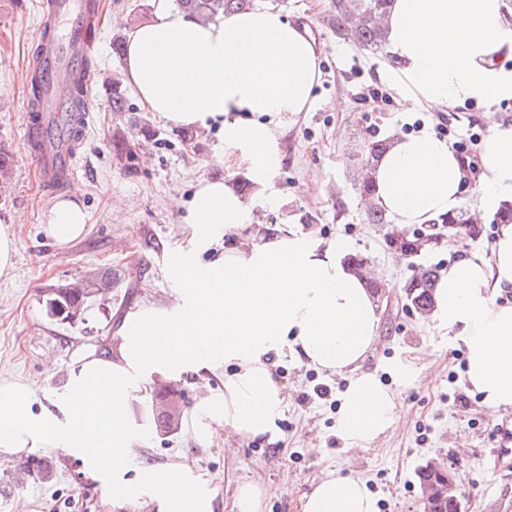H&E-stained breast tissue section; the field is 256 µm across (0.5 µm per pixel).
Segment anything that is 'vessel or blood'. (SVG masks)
<instances>
[{"mask_svg":"<svg viewBox=\"0 0 512 512\" xmlns=\"http://www.w3.org/2000/svg\"><path fill=\"white\" fill-rule=\"evenodd\" d=\"M96 17V0H43L38 51L33 67L45 94L28 117H41L42 140L29 158L39 170L48 192L64 190L74 179L79 157L76 138L83 133L89 114L70 109L75 81L86 80L84 60L91 44L84 34Z\"/></svg>","mask_w":512,"mask_h":512,"instance_id":"obj_1","label":"vessel or blood"}]
</instances>
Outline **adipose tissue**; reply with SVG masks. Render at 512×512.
Listing matches in <instances>:
<instances>
[{"label": "adipose tissue", "mask_w": 512, "mask_h": 512, "mask_svg": "<svg viewBox=\"0 0 512 512\" xmlns=\"http://www.w3.org/2000/svg\"><path fill=\"white\" fill-rule=\"evenodd\" d=\"M506 0H394L387 18L391 76L404 99L439 109L512 99V22ZM320 57L306 27L280 11L255 9L211 22L160 7L129 34L123 79L139 103L171 123L204 131L220 125L227 160L244 168L264 206L279 200L270 180L281 162L277 117L309 111ZM480 173L466 186L447 140L401 133L373 170L375 201L398 228L456 214L472 191L477 215L512 202V124H491ZM184 208V243L169 252L173 290L128 310L115 352L79 356L50 407L32 390L0 385V451L59 448L112 478V495L157 503L159 512H213L211 490L192 465L145 464L147 434L133 419L138 392L155 379L192 371L219 380L204 388L185 433L198 447L227 437L272 441L288 403L275 374L290 357L347 377L336 434L368 449L400 418L396 394L363 370L379 342L377 303L344 261L345 240H325L293 224H264L254 205L224 180L200 179ZM89 215L76 199L55 201L43 230L58 246L82 239ZM238 243L226 249L225 235ZM512 224L499 225L490 253L459 250L441 270L430 317L465 346V381L481 407L512 412ZM300 512H379L358 477L313 479Z\"/></svg>", "instance_id": "adipose-tissue-1"}]
</instances>
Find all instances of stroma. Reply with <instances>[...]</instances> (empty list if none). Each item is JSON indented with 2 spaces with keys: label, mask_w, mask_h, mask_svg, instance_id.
I'll return each mask as SVG.
<instances>
[{
  "label": "stroma",
  "mask_w": 512,
  "mask_h": 512,
  "mask_svg": "<svg viewBox=\"0 0 512 512\" xmlns=\"http://www.w3.org/2000/svg\"><path fill=\"white\" fill-rule=\"evenodd\" d=\"M101 23L92 54L100 82L91 92L89 125L78 153L81 166L70 185L89 214L84 238L57 246L42 231V215L53 202L27 159L24 111L29 91L20 75L38 42L42 0H0V145L15 155L8 188L0 193V224L21 223L13 269L0 276V383L21 381L47 403L65 383L64 371L78 348L99 351L113 339L130 306L146 299H165L171 284L164 273L166 254L182 244L185 209L163 210L159 198L189 199L198 178L239 180L245 169L224 160V138L218 130L197 133L147 113L135 96L128 109L113 111L105 89L121 78L122 60L112 56V36L150 20L157 0H99ZM330 0H282L279 9L291 21L311 28L322 49L321 76L309 111L282 118L281 164L272 181L280 196L277 209L262 211L265 224H297L323 238H342L351 253L369 257L388 286L377 297L380 342L364 367L396 393L402 419L381 436L374 450L349 454L336 435L333 403L305 401L323 382L344 390L346 380L314 367L286 362L278 375L293 388L278 422L280 437L237 448H200L182 430L163 433L147 422L143 458L165 464L184 455L199 472L213 477V512H225L234 483L256 478L277 487L267 512H298L300 497L322 470L362 477L378 498L380 512H420L417 469L432 458H446L457 472L468 512H512V456L494 463L491 451L512 440V420L476 409L474 397L454 401L465 392L464 348L449 345L444 330L430 318L402 308L401 287L410 277L407 263L383 244L379 225L363 221L364 208L354 189V173L362 144L393 133L427 131L447 139L459 155L477 161L481 138L490 123H512V100L486 108L473 103L444 112L422 107L404 111L389 64L339 38L324 22ZM343 98L347 111L329 103ZM148 118L154 135L142 134L140 118ZM123 138L132 160L115 156L112 142ZM317 172V184L307 176ZM111 274L107 301H93L85 320L69 325L49 318V288L89 273ZM424 353L427 373L392 377L393 364ZM469 446L457 452L460 435ZM51 470L50 479L16 474L32 460ZM105 478L92 475L81 461L58 448H22L0 463V512H157L156 503L132 504L105 495Z\"/></svg>",
  "instance_id": "obj_1"
}]
</instances>
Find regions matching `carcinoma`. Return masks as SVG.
<instances>
[{
  "label": "carcinoma",
  "instance_id": "1",
  "mask_svg": "<svg viewBox=\"0 0 512 512\" xmlns=\"http://www.w3.org/2000/svg\"><path fill=\"white\" fill-rule=\"evenodd\" d=\"M176 7L196 16L203 22L252 10L260 3L278 6L281 0H174ZM393 0H330L326 18L327 24L337 35L352 42L362 50L382 54L387 46L383 20L390 12ZM112 111L123 112L127 106L125 89L120 82H112L110 88ZM390 139H373L364 149L365 158L361 172L357 174L355 187L365 201V221L380 224L384 228L385 247L408 260L411 276L402 286L403 308L409 313L427 316L433 307L432 288L438 280V269L425 267L416 260L425 252L441 245L443 241L464 230L471 237L481 234L479 225L470 223V217L463 212L444 216L425 229L399 231L389 226L386 213L372 203L374 185L370 173L377 159L389 146ZM112 287V276L90 277L74 283L50 289L47 293L46 308L50 317L62 322L75 323L81 319L89 300Z\"/></svg>",
  "mask_w": 512,
  "mask_h": 512
}]
</instances>
